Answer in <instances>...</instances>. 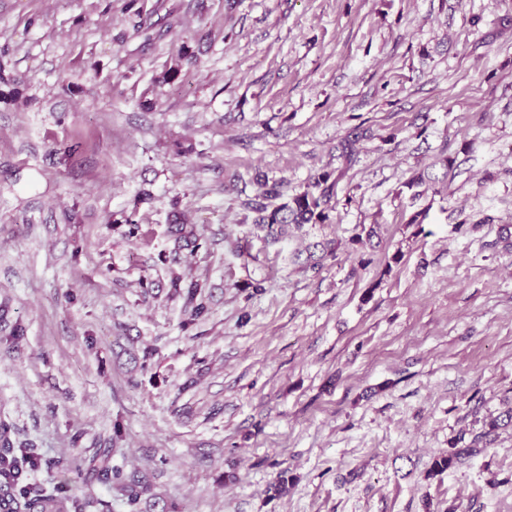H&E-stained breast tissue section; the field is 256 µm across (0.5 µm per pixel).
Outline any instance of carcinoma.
I'll return each instance as SVG.
<instances>
[{
  "label": "carcinoma",
  "mask_w": 512,
  "mask_h": 512,
  "mask_svg": "<svg viewBox=\"0 0 512 512\" xmlns=\"http://www.w3.org/2000/svg\"><path fill=\"white\" fill-rule=\"evenodd\" d=\"M338 178L333 173L324 171L313 178L307 189L294 195L291 200L273 209L265 200L280 195V184L267 181L261 184V192L245 202V207L255 213L252 221L255 230L264 233V239L277 243L288 237V229H301L306 224H324L330 220L332 210L330 202L335 193ZM169 232L175 240L185 241L194 248L200 246L202 235L194 230H186V225L174 220L169 225ZM332 243L317 242L302 263L303 269H316L321 261L333 255ZM170 288L183 296L185 307L191 316L201 318L208 313V306L200 297L198 284L190 283L181 287V279L171 280ZM115 441L110 439L102 448L94 449L89 456L78 455L74 462L56 463L62 481L56 492L48 493L38 486L24 483L25 467L36 468L39 459L30 454L25 447L14 446L10 437V426L0 422V505L8 507L7 512H86L89 502L76 492L77 483L83 477L103 482L115 488L125 497L129 506L137 504L143 491L141 482L125 475L122 468L112 465V456L118 452Z\"/></svg>",
  "instance_id": "cac0c4a2"
}]
</instances>
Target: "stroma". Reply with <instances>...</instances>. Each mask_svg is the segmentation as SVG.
I'll return each mask as SVG.
<instances>
[{"instance_id": "stroma-1", "label": "stroma", "mask_w": 512, "mask_h": 512, "mask_svg": "<svg viewBox=\"0 0 512 512\" xmlns=\"http://www.w3.org/2000/svg\"><path fill=\"white\" fill-rule=\"evenodd\" d=\"M126 3L0 0V335L24 330L0 420L29 479L109 436L146 489L93 483L90 512H512V426L487 431L512 408V0ZM325 170L329 223L255 234L258 180L274 208ZM182 280L176 277L171 280L170 288L175 294L183 296L185 307L190 308L191 316L194 319L202 318L208 313V306L200 297L198 284L190 282L187 288L181 287Z\"/></svg>"}]
</instances>
